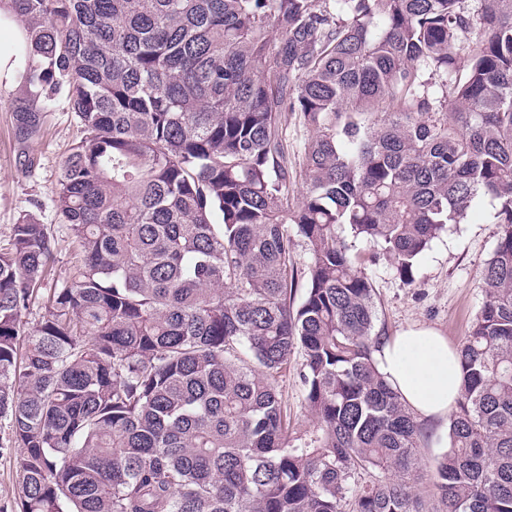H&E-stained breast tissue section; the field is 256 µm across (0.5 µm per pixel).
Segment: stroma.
<instances>
[{
    "instance_id": "obj_1",
    "label": "stroma",
    "mask_w": 512,
    "mask_h": 512,
    "mask_svg": "<svg viewBox=\"0 0 512 512\" xmlns=\"http://www.w3.org/2000/svg\"><path fill=\"white\" fill-rule=\"evenodd\" d=\"M14 88L0 99V247L10 241L14 224L34 214L51 228L56 245L47 280L67 281L82 253L75 239L59 224L55 191L60 167L81 127L65 94H57L45 112L40 131L18 137L12 103L22 97ZM489 199L479 200L467 219L435 239L418 259L412 280L400 278L388 260L367 261L363 269L374 289L377 327L394 336L415 326L436 329L453 347H460L484 299L482 269L494 249L500 226ZM300 356H293L276 381L292 427L308 425ZM16 449H0V512H20L21 478L15 467Z\"/></svg>"
}]
</instances>
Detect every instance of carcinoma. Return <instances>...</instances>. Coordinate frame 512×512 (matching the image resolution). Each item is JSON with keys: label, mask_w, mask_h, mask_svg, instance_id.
Returning a JSON list of instances; mask_svg holds the SVG:
<instances>
[{"label": "carcinoma", "mask_w": 512, "mask_h": 512, "mask_svg": "<svg viewBox=\"0 0 512 512\" xmlns=\"http://www.w3.org/2000/svg\"><path fill=\"white\" fill-rule=\"evenodd\" d=\"M9 4L19 137L60 91L84 129L55 192L83 258L32 332L54 235L25 214L0 249L21 512H512V0ZM287 113L313 130L294 166ZM481 198L501 233L428 511L341 233L410 280ZM296 352L304 429L274 385Z\"/></svg>", "instance_id": "obj_1"}]
</instances>
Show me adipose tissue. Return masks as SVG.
<instances>
[{
	"instance_id": "ef3b65f1",
	"label": "adipose tissue",
	"mask_w": 512,
	"mask_h": 512,
	"mask_svg": "<svg viewBox=\"0 0 512 512\" xmlns=\"http://www.w3.org/2000/svg\"><path fill=\"white\" fill-rule=\"evenodd\" d=\"M380 372L404 404L424 420L447 421L460 392L459 356L445 336L414 327L383 340Z\"/></svg>"
}]
</instances>
